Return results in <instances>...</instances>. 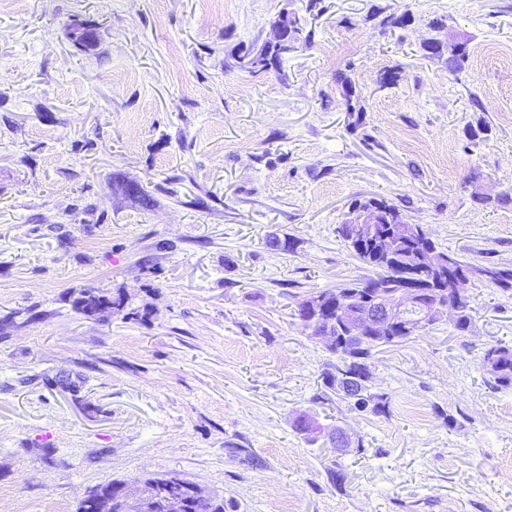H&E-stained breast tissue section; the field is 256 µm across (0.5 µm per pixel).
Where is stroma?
Instances as JSON below:
<instances>
[{"label":"stroma","mask_w":512,"mask_h":512,"mask_svg":"<svg viewBox=\"0 0 512 512\" xmlns=\"http://www.w3.org/2000/svg\"><path fill=\"white\" fill-rule=\"evenodd\" d=\"M307 5L0 0V512L163 475L231 512H512V388L480 358L512 345V295L471 280V332L444 319L374 351L382 413L317 401L336 357L293 316L366 275L336 231L356 199L512 266V205L474 198L512 194V0ZM287 12L310 45L239 68ZM429 38L466 43L464 69ZM90 288L125 308L85 316ZM303 414L350 447L295 431ZM240 67L256 73L259 70L269 71L271 69L279 70L282 63L280 54L274 48L264 45L258 52H247L240 58Z\"/></svg>","instance_id":"stroma-1"}]
</instances>
